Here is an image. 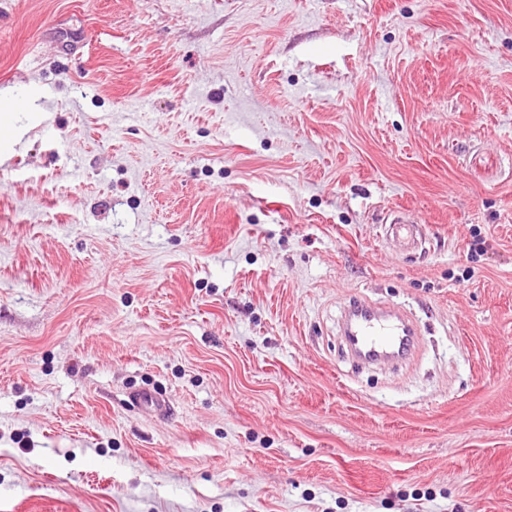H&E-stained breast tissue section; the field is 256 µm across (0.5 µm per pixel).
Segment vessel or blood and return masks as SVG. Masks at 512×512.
I'll use <instances>...</instances> for the list:
<instances>
[{
    "label": "vessel or blood",
    "mask_w": 512,
    "mask_h": 512,
    "mask_svg": "<svg viewBox=\"0 0 512 512\" xmlns=\"http://www.w3.org/2000/svg\"><path fill=\"white\" fill-rule=\"evenodd\" d=\"M340 334L348 353L366 365L410 360L418 349V327L399 312L347 297L341 304Z\"/></svg>",
    "instance_id": "1"
}]
</instances>
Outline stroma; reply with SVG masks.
<instances>
[{"mask_svg": "<svg viewBox=\"0 0 512 512\" xmlns=\"http://www.w3.org/2000/svg\"><path fill=\"white\" fill-rule=\"evenodd\" d=\"M17 108L0 512H512V0H0ZM340 335L348 353L365 365L406 363L418 349V327L399 312L349 296L341 303Z\"/></svg>", "mask_w": 512, "mask_h": 512, "instance_id": "35a3bbf8", "label": "stroma"}]
</instances>
